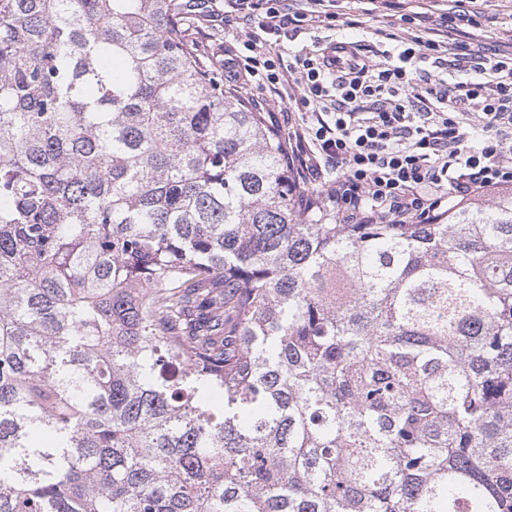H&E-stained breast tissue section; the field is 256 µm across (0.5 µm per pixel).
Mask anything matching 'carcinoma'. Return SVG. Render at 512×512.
Returning a JSON list of instances; mask_svg holds the SVG:
<instances>
[{"mask_svg": "<svg viewBox=\"0 0 512 512\" xmlns=\"http://www.w3.org/2000/svg\"><path fill=\"white\" fill-rule=\"evenodd\" d=\"M179 0H0V512H512V189L338 224Z\"/></svg>", "mask_w": 512, "mask_h": 512, "instance_id": "1", "label": "carcinoma"}]
</instances>
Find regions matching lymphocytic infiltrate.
<instances>
[{
    "label": "lymphocytic infiltrate",
    "instance_id": "lymphocytic-infiltrate-1",
    "mask_svg": "<svg viewBox=\"0 0 512 512\" xmlns=\"http://www.w3.org/2000/svg\"><path fill=\"white\" fill-rule=\"evenodd\" d=\"M399 1L425 25L370 65L346 41L293 62L279 53L289 26L338 20L336 0H227L232 16L258 24L245 56L227 60L228 79L288 89L305 108L288 127L290 166L340 224H429L450 198L512 188V40L459 39L445 0H359V12L374 19Z\"/></svg>",
    "mask_w": 512,
    "mask_h": 512
}]
</instances>
